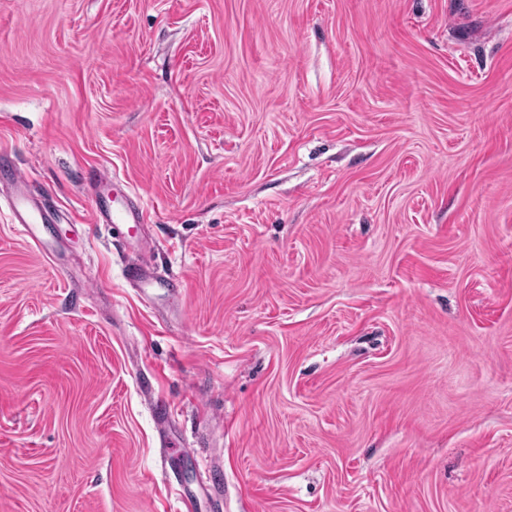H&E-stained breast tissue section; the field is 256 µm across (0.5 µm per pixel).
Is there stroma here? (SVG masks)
<instances>
[{
	"instance_id": "obj_1",
	"label": "stroma",
	"mask_w": 512,
	"mask_h": 512,
	"mask_svg": "<svg viewBox=\"0 0 512 512\" xmlns=\"http://www.w3.org/2000/svg\"><path fill=\"white\" fill-rule=\"evenodd\" d=\"M1 151L0 512H512V0H0ZM13 171L9 181L12 219L14 224L22 227L26 236L40 240L32 233V226L51 224L53 221L40 203L26 192V178L17 169ZM144 206L128 202L120 208H97L94 213L95 221L99 224H135L138 226L145 221ZM149 247L147 243L144 242L143 245V254L140 259L136 262L131 263L126 268V279L128 282L132 284L139 285L142 292H146V287L150 286L153 282L157 281V278L150 271L148 262L146 260V253L148 252Z\"/></svg>"
}]
</instances>
